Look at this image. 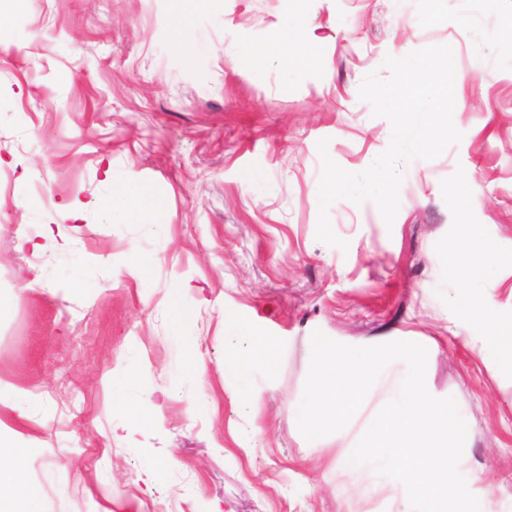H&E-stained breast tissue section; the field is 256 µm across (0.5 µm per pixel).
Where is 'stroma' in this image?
<instances>
[{
    "label": "stroma",
    "mask_w": 512,
    "mask_h": 512,
    "mask_svg": "<svg viewBox=\"0 0 512 512\" xmlns=\"http://www.w3.org/2000/svg\"><path fill=\"white\" fill-rule=\"evenodd\" d=\"M0 28V432L43 512H411L400 482L352 471L351 432L300 433L316 330L425 346L428 391L471 429L469 490L512 512V354L485 339L512 326V276L484 287L452 248L512 254V0H13ZM442 44L460 142L405 167L393 225L340 199L347 249L318 241V141L368 168L391 124L362 80ZM123 188L154 223L105 220ZM137 253L156 264L131 272ZM228 320L279 345L254 405L224 374Z\"/></svg>",
    "instance_id": "obj_1"
}]
</instances>
